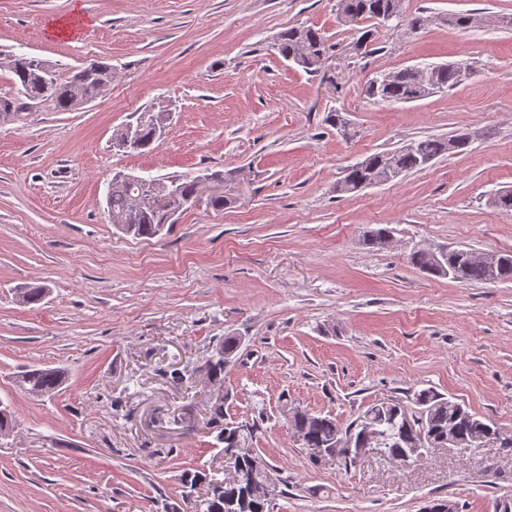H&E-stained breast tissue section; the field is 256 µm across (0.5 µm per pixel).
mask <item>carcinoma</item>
Segmentation results:
<instances>
[{"label":"carcinoma","mask_w":512,"mask_h":512,"mask_svg":"<svg viewBox=\"0 0 512 512\" xmlns=\"http://www.w3.org/2000/svg\"><path fill=\"white\" fill-rule=\"evenodd\" d=\"M346 23L355 25L372 19L396 29L405 21L403 0H341ZM276 50L287 61L308 74L318 72L327 55V40L313 28L290 27L277 36ZM0 70L14 75L16 95L0 96V122L10 119L20 108L21 98L31 101H50L59 111H75L96 99L101 88L112 83V67L92 61L63 78L54 65L35 57L0 52ZM461 76V65L443 64L427 67H404L392 73H382L372 79L366 93L383 103L412 102L434 92L454 87ZM156 121L144 123L140 129V144L136 150L150 148L156 142V127L168 120L169 109L160 101L150 107ZM461 134L450 137L426 136L414 139L395 149L384 150L367 156L349 166L343 178L336 183V193H351L363 189L367 180L385 181L402 174L419 171L447 153L462 151L468 143L460 140ZM197 179L165 181L161 178H144L133 184L125 178H112L108 185L106 205L109 221L118 230L134 238L153 237L166 226L165 217L192 205ZM500 214L512 216V191H501L491 201ZM391 229L380 227L364 235L363 244L382 249L389 244ZM502 264L490 271L473 259L469 249L448 252V261L437 267L431 251L417 248L409 256V264L423 273L448 277L460 283H495L512 280V255H501ZM242 342L240 336H226L217 343L223 354L208 359L199 366L205 371L208 384L224 387V371L235 361ZM67 381L61 368L27 367L18 373L16 385L34 397L49 396ZM416 410L400 402L384 401L370 406L361 418L377 421L383 435V447L394 462L401 464L415 448L428 441L441 442L448 436V427L455 428L460 437L482 431H497L491 421L486 422L461 404L430 390L415 393ZM305 448H325L350 427H341L328 417L312 415L297 409L287 416ZM205 428L213 436V447L224 449L229 441L241 448L252 447L255 423L226 421L224 397L208 400ZM183 502L186 512H273L277 496L274 469L268 465L249 476L245 487V506L233 501L232 487L205 472L186 473L183 476Z\"/></svg>","instance_id":"cac0c4a2"}]
</instances>
